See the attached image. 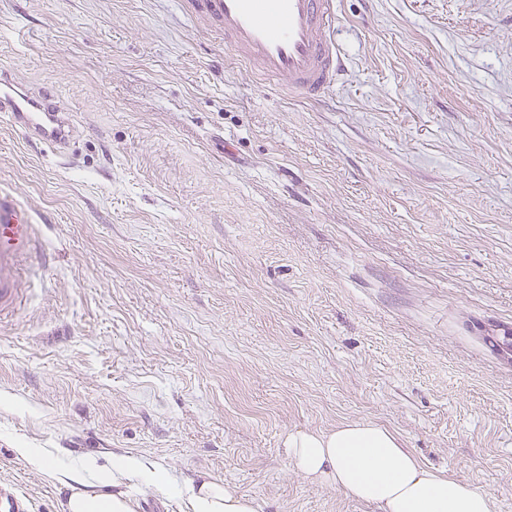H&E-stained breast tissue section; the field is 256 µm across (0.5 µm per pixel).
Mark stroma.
<instances>
[{
  "label": "stroma",
  "mask_w": 512,
  "mask_h": 512,
  "mask_svg": "<svg viewBox=\"0 0 512 512\" xmlns=\"http://www.w3.org/2000/svg\"><path fill=\"white\" fill-rule=\"evenodd\" d=\"M346 68L280 94L184 0H0V71L56 88L67 160L0 116L47 265L0 318L18 447L138 456L262 512H378L288 462L373 422L512 512V0H339Z\"/></svg>",
  "instance_id": "obj_1"
}]
</instances>
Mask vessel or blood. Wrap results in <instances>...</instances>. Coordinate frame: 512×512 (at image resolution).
<instances>
[{"instance_id":"vessel-or-blood-1","label":"vessel or blood","mask_w":512,"mask_h":512,"mask_svg":"<svg viewBox=\"0 0 512 512\" xmlns=\"http://www.w3.org/2000/svg\"><path fill=\"white\" fill-rule=\"evenodd\" d=\"M224 34L234 58L288 95L317 99L344 66L335 40L338 0H188ZM0 113L34 145L66 153L77 136L57 95L22 87L0 73ZM40 247L24 209L0 195V315L21 297V272Z\"/></svg>"}]
</instances>
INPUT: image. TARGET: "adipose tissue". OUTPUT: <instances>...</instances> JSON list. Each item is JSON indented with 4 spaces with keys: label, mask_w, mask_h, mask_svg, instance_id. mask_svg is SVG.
<instances>
[{
    "label": "adipose tissue",
    "mask_w": 512,
    "mask_h": 512,
    "mask_svg": "<svg viewBox=\"0 0 512 512\" xmlns=\"http://www.w3.org/2000/svg\"><path fill=\"white\" fill-rule=\"evenodd\" d=\"M288 460L315 485H330L379 512H496L494 498L470 483L422 465L392 431L372 422H351L330 431H298L286 439ZM26 466L47 471L69 495L64 512H136L135 500L114 487L127 479L173 491L158 468L132 455L116 456L111 470L97 460L74 461L42 448H21ZM193 512H261L257 500L213 479L189 483Z\"/></svg>",
    "instance_id": "adipose-tissue-1"
}]
</instances>
